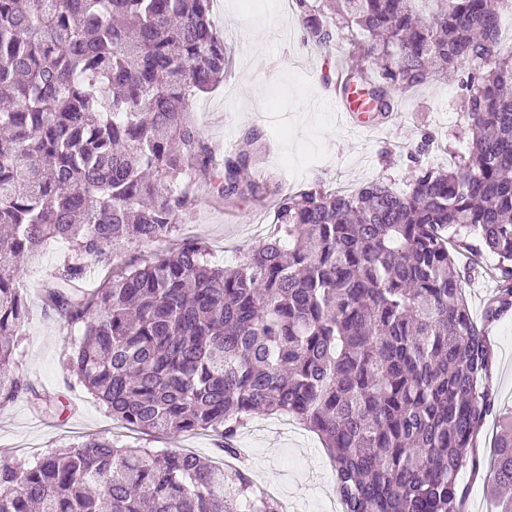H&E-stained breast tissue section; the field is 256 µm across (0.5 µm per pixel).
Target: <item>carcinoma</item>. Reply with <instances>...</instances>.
I'll return each instance as SVG.
<instances>
[{
    "label": "carcinoma",
    "mask_w": 512,
    "mask_h": 512,
    "mask_svg": "<svg viewBox=\"0 0 512 512\" xmlns=\"http://www.w3.org/2000/svg\"><path fill=\"white\" fill-rule=\"evenodd\" d=\"M211 0H0V397L37 392L11 370L27 318L19 269L66 247L46 289L81 339L76 381L112 418L149 434L205 431L236 457L255 414L316 433L345 512H465L457 476L480 468L495 409L493 353L462 294L454 255L497 257L488 324L512 309V58L497 57L508 0H294L304 41L362 35L374 111L466 74V152L405 193L282 195L271 234L239 263L205 245L161 244L201 185L231 203L269 192L245 176L253 131L217 160L190 101L224 81ZM149 260L112 265L120 244ZM110 270L97 288L89 267ZM485 482L512 512V415ZM247 470L183 451L91 439L0 467V512H279Z\"/></svg>",
    "instance_id": "cac0c4a2"
}]
</instances>
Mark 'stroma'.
<instances>
[{"instance_id":"1","label":"stroma","mask_w":512,"mask_h":512,"mask_svg":"<svg viewBox=\"0 0 512 512\" xmlns=\"http://www.w3.org/2000/svg\"><path fill=\"white\" fill-rule=\"evenodd\" d=\"M272 3L212 0L210 21L228 45L229 64L223 82L194 97L190 109L219 154L253 129L266 146L262 176L281 191L328 192L340 184L356 189L380 181L402 192L419 169L447 166L449 149L464 150L458 135L465 91L457 78L430 81L398 95L394 120L376 132L340 126L322 95V75L326 59L357 61L359 33L343 30L329 48L318 49L304 44L297 14L277 16ZM272 205V198L260 196L224 204L201 188L195 207L183 216L167 246L199 239L215 264H234L267 233ZM63 256V245H52L22 271L28 316L14 366L35 390L50 395L53 405L44 408L24 393L0 400V465L33 462L90 435L134 448H180L223 464L208 433L151 437L120 428L100 400L76 384L67 364L76 335L44 298L48 275ZM457 261L460 268L479 269L478 276L462 277L461 287L474 320L483 322L487 301L495 293L496 259L487 254L477 263L462 252ZM487 337L494 353L495 412L479 436L486 458L493 452L499 414L512 410V312L489 325ZM239 438L252 477L285 486L298 504L297 512H335V473L315 433L286 415L262 414L240 429Z\"/></svg>"}]
</instances>
